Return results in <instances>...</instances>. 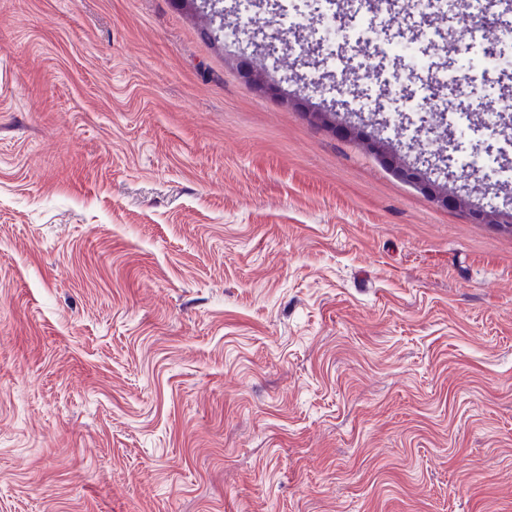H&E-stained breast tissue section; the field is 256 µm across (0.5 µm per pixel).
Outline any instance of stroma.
<instances>
[{
	"instance_id": "35a3bbf8",
	"label": "stroma",
	"mask_w": 512,
	"mask_h": 512,
	"mask_svg": "<svg viewBox=\"0 0 512 512\" xmlns=\"http://www.w3.org/2000/svg\"><path fill=\"white\" fill-rule=\"evenodd\" d=\"M386 24L295 79L173 0H0V512H512V223L468 216L512 143L450 176L366 120L435 86L468 156L512 69L447 86Z\"/></svg>"
}]
</instances>
